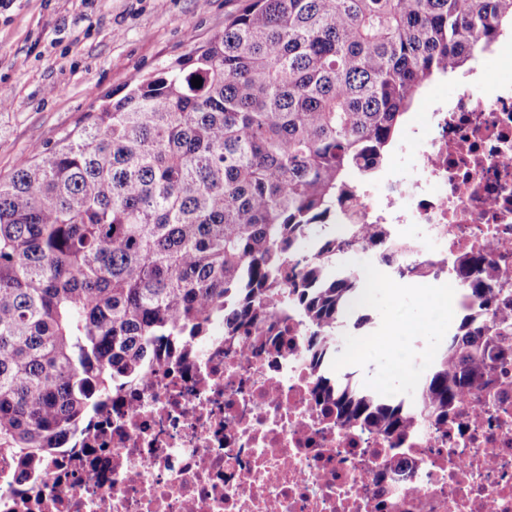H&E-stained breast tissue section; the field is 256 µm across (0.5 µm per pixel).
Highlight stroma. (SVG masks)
Returning a JSON list of instances; mask_svg holds the SVG:
<instances>
[{"mask_svg":"<svg viewBox=\"0 0 512 512\" xmlns=\"http://www.w3.org/2000/svg\"><path fill=\"white\" fill-rule=\"evenodd\" d=\"M240 0H13L0 7V177L11 174L33 147L52 144L79 123L95 99L122 96L133 79L156 73L224 30ZM467 81L482 89L498 80L490 53L478 55ZM462 77L442 78L424 97L455 98ZM425 280L398 284L397 296L377 289L360 310L371 322L336 335L340 371L395 398L414 394L463 312L440 319L427 311ZM411 322L409 336L391 350L359 352L358 343L388 322Z\"/></svg>","mask_w":512,"mask_h":512,"instance_id":"obj_1","label":"stroma"}]
</instances>
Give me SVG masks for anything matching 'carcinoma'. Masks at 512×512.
Wrapping results in <instances>:
<instances>
[{
  "label": "carcinoma",
  "mask_w": 512,
  "mask_h": 512,
  "mask_svg": "<svg viewBox=\"0 0 512 512\" xmlns=\"http://www.w3.org/2000/svg\"><path fill=\"white\" fill-rule=\"evenodd\" d=\"M509 31L512 0H244L223 33L21 159L0 178V454L27 476L117 382L215 320L286 336L281 295L332 349L364 283L328 264L367 248L411 271L375 224L305 243L351 218L427 84ZM495 277L481 255L455 267L469 306L422 380L428 415L448 419L512 351ZM402 407L343 392L336 421L392 435Z\"/></svg>",
  "instance_id": "carcinoma-1"
}]
</instances>
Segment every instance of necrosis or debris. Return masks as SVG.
I'll return each instance as SVG.
<instances>
[{"label": "necrosis or debris", "mask_w": 512, "mask_h": 512, "mask_svg": "<svg viewBox=\"0 0 512 512\" xmlns=\"http://www.w3.org/2000/svg\"><path fill=\"white\" fill-rule=\"evenodd\" d=\"M406 138L414 171L379 198L360 186L359 223L380 225L432 284L484 256L511 307L512 83L432 106ZM308 338L297 317L287 347L260 353L247 336L225 345L213 324L79 425L37 478L11 482L17 467L0 459V512H512V358L447 422L413 405V423L388 437L326 414L327 362Z\"/></svg>", "instance_id": "1"}]
</instances>
